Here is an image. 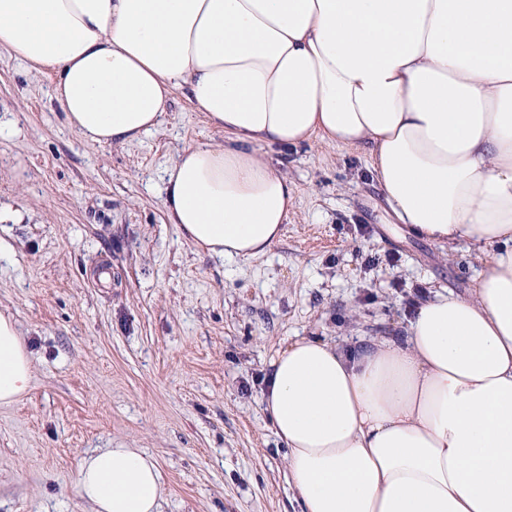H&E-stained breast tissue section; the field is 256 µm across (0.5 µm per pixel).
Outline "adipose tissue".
Listing matches in <instances>:
<instances>
[{"mask_svg":"<svg viewBox=\"0 0 512 512\" xmlns=\"http://www.w3.org/2000/svg\"><path fill=\"white\" fill-rule=\"evenodd\" d=\"M0 48L49 74L91 142L156 129L175 92L224 132L167 168L169 223L230 260L266 254L294 187L283 151L361 148L399 223L488 251L468 296L437 292L405 335L303 338L263 401L303 512H512V0H0ZM31 357L0 313V406ZM76 493L160 512L157 458L107 448Z\"/></svg>","mask_w":512,"mask_h":512,"instance_id":"obj_1","label":"adipose tissue"}]
</instances>
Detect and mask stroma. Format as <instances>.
I'll use <instances>...</instances> for the list:
<instances>
[{"instance_id": "obj_1", "label": "stroma", "mask_w": 512, "mask_h": 512, "mask_svg": "<svg viewBox=\"0 0 512 512\" xmlns=\"http://www.w3.org/2000/svg\"><path fill=\"white\" fill-rule=\"evenodd\" d=\"M0 119V310L34 366L0 406V512H92L74 479L105 448L157 458L161 512H302L264 408L271 360L301 338L404 335L417 301L467 293L487 260L408 232L369 157L318 140L288 153L295 199L265 255L197 251L165 217L164 172L224 133L180 92L151 133L92 143L51 78L0 49Z\"/></svg>"}]
</instances>
